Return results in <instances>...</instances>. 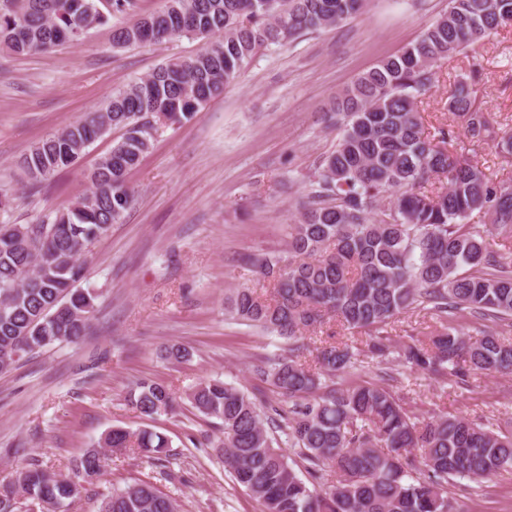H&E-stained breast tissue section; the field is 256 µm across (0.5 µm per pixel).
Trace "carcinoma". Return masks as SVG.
Segmentation results:
<instances>
[{
	"mask_svg": "<svg viewBox=\"0 0 512 512\" xmlns=\"http://www.w3.org/2000/svg\"><path fill=\"white\" fill-rule=\"evenodd\" d=\"M133 0H4L0 50L15 54L77 43L95 26L124 14ZM366 0H164L112 33L116 48L163 40L208 39L189 58H174L115 91L82 121L48 134L21 162L39 187L72 167L113 129L123 131L88 175L89 193L34 224L0 225V373L65 338L86 336L98 295L77 283L87 246L121 221L132 201L127 175L153 147L158 130L196 118L240 76L256 53L323 32L362 13ZM512 26V0H448L420 37L363 72L332 102L340 123L334 149L314 173L297 223L288 225L286 253L253 264L263 295L243 287L226 310L236 321L289 343L255 375L287 398L288 408L263 414L239 388L208 379L186 394L191 407L224 427V467L261 503L263 512H459L448 486L481 483L512 470V427L493 428L452 414L420 419L386 384L336 385L354 367L347 344L325 342L312 362L299 344L309 329L335 320L364 333L363 349L461 382L512 374V342L494 331L472 339L459 319L469 314L512 321V266L496 259L487 240L512 249V177L492 179L456 148L455 128L473 143L493 142L512 155V133L499 135L475 83L448 97L452 123L425 134L416 110L435 78L434 67L486 35ZM445 180L434 191L432 181ZM488 224H469L474 211ZM426 311L443 331L395 346L388 331L403 314ZM139 411H171L174 392L143 381L130 393ZM284 428L290 447L316 480L309 486L270 433ZM153 459L167 456L157 432L116 427L80 457L82 481L40 466L0 490V512H23L34 496L45 512H63L84 483L103 474L102 449ZM177 501L145 482L102 495L98 512H177Z\"/></svg>",
	"mask_w": 512,
	"mask_h": 512,
	"instance_id": "obj_1",
	"label": "carcinoma"
}]
</instances>
